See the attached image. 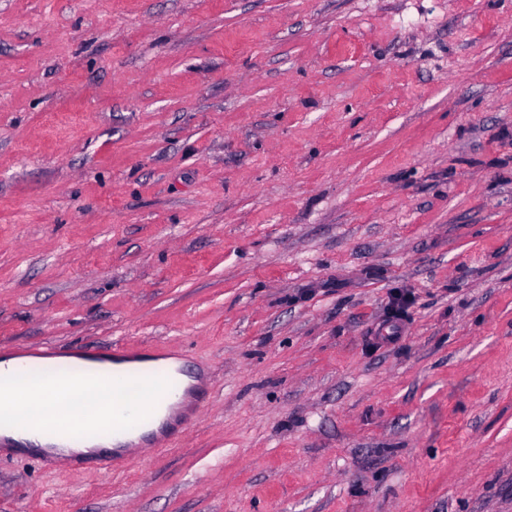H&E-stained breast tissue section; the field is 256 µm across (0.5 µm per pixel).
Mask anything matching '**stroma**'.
Masks as SVG:
<instances>
[{"mask_svg":"<svg viewBox=\"0 0 512 512\" xmlns=\"http://www.w3.org/2000/svg\"><path fill=\"white\" fill-rule=\"evenodd\" d=\"M181 352L162 446L0 447V512H512V0H0V355Z\"/></svg>","mask_w":512,"mask_h":512,"instance_id":"obj_1","label":"stroma"}]
</instances>
